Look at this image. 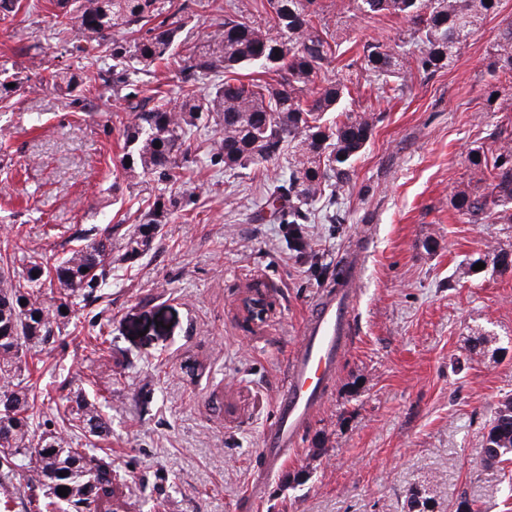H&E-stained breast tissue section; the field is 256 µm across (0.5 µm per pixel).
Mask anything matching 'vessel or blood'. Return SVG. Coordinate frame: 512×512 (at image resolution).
I'll return each mask as SVG.
<instances>
[{
	"label": "vessel or blood",
	"mask_w": 512,
	"mask_h": 512,
	"mask_svg": "<svg viewBox=\"0 0 512 512\" xmlns=\"http://www.w3.org/2000/svg\"><path fill=\"white\" fill-rule=\"evenodd\" d=\"M359 257L349 260L342 283L323 292L319 307L307 318L303 341L290 361L277 401V421L263 437L266 471L284 464L298 433L322 401L352 334Z\"/></svg>",
	"instance_id": "obj_1"
}]
</instances>
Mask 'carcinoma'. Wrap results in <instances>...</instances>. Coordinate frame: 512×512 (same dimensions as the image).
<instances>
[{"instance_id": "1", "label": "carcinoma", "mask_w": 512, "mask_h": 512, "mask_svg": "<svg viewBox=\"0 0 512 512\" xmlns=\"http://www.w3.org/2000/svg\"><path fill=\"white\" fill-rule=\"evenodd\" d=\"M49 2L61 33L101 38L128 34L112 38V65L97 72L104 90L124 99L135 112V120L122 132L127 153L121 169L126 179L183 185L178 157L187 155V135L211 113L220 112L223 128L211 142L210 164H222L226 171L246 169L293 149L288 178L275 179L267 203L288 202L294 248L308 251L304 224L311 219L310 207L336 199L351 179L352 161L380 122L374 109L343 108L347 87L322 77L335 49L328 32L317 28L320 0H252L229 6L207 39L180 59L179 104L173 109L162 103L158 86L150 96L139 97L126 62L149 73L169 59L183 41L187 4L173 3L163 13L157 0ZM496 6L497 0H349L347 11L354 15L386 12L409 22L408 43L415 50L396 53L384 44H366L346 67L370 72L378 97L386 98L403 90L415 73L431 76L448 68L479 16ZM493 65L512 74V25L495 38ZM244 68L275 78L235 76ZM208 75L217 81L208 88L198 86ZM85 80L84 72L70 70H54L43 78L69 94ZM330 112L336 117L328 125L324 116ZM468 162L472 179L490 182V190L478 196L460 192L456 209L475 220L512 222V136L497 133L491 154L473 149ZM184 202L186 193L181 191L148 203L144 222L129 236L119 260L136 261L156 238L162 221ZM75 239L81 247L62 257L52 251L29 252L17 243L12 252L0 254V484L12 482L19 469L36 471L37 478L21 487L24 512H115L120 486L112 462L94 443L111 431L99 403L80 389L66 397L59 419L74 435L67 441L49 428V422L34 421L35 392L22 379V357L77 329V311L104 296L102 288L112 271V229H80ZM18 259L24 262L20 271L15 267ZM22 299L26 304H20ZM483 448L488 466L512 461L511 396L498 402ZM61 486L67 487L68 496L57 493Z\"/></svg>"}]
</instances>
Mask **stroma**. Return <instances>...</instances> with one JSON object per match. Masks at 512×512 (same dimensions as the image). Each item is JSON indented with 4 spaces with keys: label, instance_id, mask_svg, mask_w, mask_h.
<instances>
[{
    "label": "stroma",
    "instance_id": "1",
    "mask_svg": "<svg viewBox=\"0 0 512 512\" xmlns=\"http://www.w3.org/2000/svg\"><path fill=\"white\" fill-rule=\"evenodd\" d=\"M322 4L326 30L355 52L395 46L408 28ZM53 11L20 0L0 20V79L86 65L54 37ZM510 25L512 0H499L448 69L383 99L366 72L332 60L325 75L347 85L346 108L382 119L335 204L307 225L310 253L293 250L265 203L287 156L233 173L206 158L216 123L193 133L190 205L137 261L113 263L107 298L80 311L78 330L27 355L36 420L57 419L67 389L104 401L112 430L97 445L124 477L118 512H411L415 492L431 512H455L463 495L477 512H512V463L482 464L494 409L512 396V271L491 261L512 254V224L475 223L454 207L471 188L468 152L512 133V78L493 69L494 39ZM100 92L90 79L75 98L37 86L0 103V243L19 236L64 255L76 229L96 224L119 247L135 225L130 207L164 193L163 182L123 177L131 113ZM354 250L352 346L296 452L260 477L303 322ZM478 258L484 269L469 271ZM255 284L271 306L251 321L242 300Z\"/></svg>",
    "mask_w": 512,
    "mask_h": 512
}]
</instances>
